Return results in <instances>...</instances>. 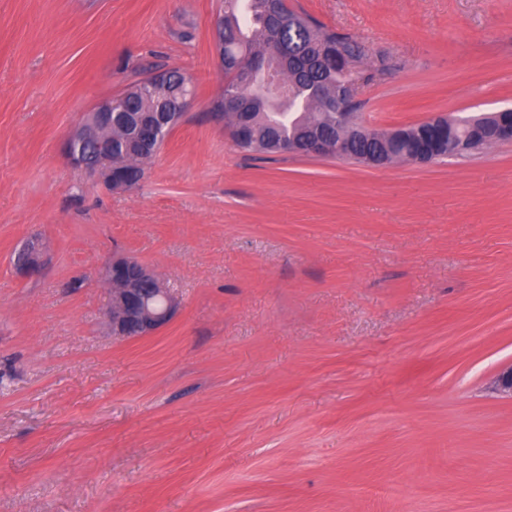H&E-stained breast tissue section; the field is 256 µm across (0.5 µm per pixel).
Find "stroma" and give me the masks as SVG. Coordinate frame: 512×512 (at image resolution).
Here are the masks:
<instances>
[{"mask_svg":"<svg viewBox=\"0 0 512 512\" xmlns=\"http://www.w3.org/2000/svg\"><path fill=\"white\" fill-rule=\"evenodd\" d=\"M288 3L364 46L371 129L512 108V0ZM219 5L0 0V512H512V143L252 159L209 116ZM161 69L194 102L111 191L64 138ZM115 254L178 303L149 336L104 318ZM44 265L43 251L39 243L31 241L18 250L15 256V266L25 277L37 276Z\"/></svg>","mask_w":512,"mask_h":512,"instance_id":"obj_1","label":"stroma"}]
</instances>
